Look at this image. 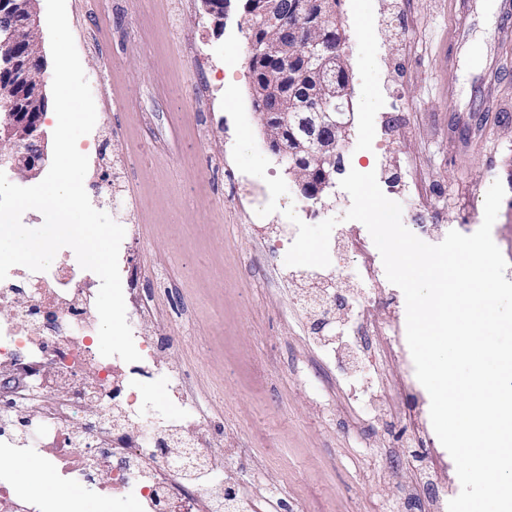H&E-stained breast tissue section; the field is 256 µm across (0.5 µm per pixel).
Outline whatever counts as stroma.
Instances as JSON below:
<instances>
[{
  "instance_id": "stroma-1",
  "label": "stroma",
  "mask_w": 512,
  "mask_h": 512,
  "mask_svg": "<svg viewBox=\"0 0 512 512\" xmlns=\"http://www.w3.org/2000/svg\"><path fill=\"white\" fill-rule=\"evenodd\" d=\"M66 10L97 112L77 142L89 161L84 187L125 229L118 265L126 307L147 305L141 335H179L154 357L201 402L204 438L230 451L211 497L249 483L262 512H410L412 470L438 463L440 478L458 484L438 438L411 446L407 424L386 415L357 431L345 422L342 388L359 365L328 359L318 338L347 335L364 296L381 340L405 336V298L385 279L363 287L359 260L337 257L352 204L340 186L317 202L289 184L278 212L257 215L251 196L269 190L236 167L221 107L229 85L246 94L252 84L239 0L221 21L202 0H66ZM336 12L352 108L337 178L375 172L404 226L430 244L476 232L501 181L492 238L512 281V68L495 70L499 0H340ZM484 98L496 118L475 145L457 113ZM288 206L309 224L337 218L330 266H286L297 236ZM319 277L344 300L325 327L299 305Z\"/></svg>"
}]
</instances>
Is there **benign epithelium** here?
I'll return each instance as SVG.
<instances>
[{"mask_svg": "<svg viewBox=\"0 0 512 512\" xmlns=\"http://www.w3.org/2000/svg\"><path fill=\"white\" fill-rule=\"evenodd\" d=\"M36 0H0V171L19 178L38 175L46 164L40 131L46 109L44 58L38 37ZM289 16L274 6L245 0L249 22V66L274 62L263 84L251 92L286 91L274 110L259 115L270 151L289 155L287 167L302 194L324 198L333 187L337 159L351 125L350 84L338 78L348 70L342 34L328 41L335 21L333 0H301Z\"/></svg>", "mask_w": 512, "mask_h": 512, "instance_id": "obj_1", "label": "benign epithelium"}]
</instances>
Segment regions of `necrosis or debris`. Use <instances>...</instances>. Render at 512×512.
Returning <instances> with one entry per match:
<instances>
[{
    "label": "necrosis or debris",
    "instance_id": "obj_1",
    "mask_svg": "<svg viewBox=\"0 0 512 512\" xmlns=\"http://www.w3.org/2000/svg\"><path fill=\"white\" fill-rule=\"evenodd\" d=\"M21 279L26 288H18ZM18 296L23 307L0 319V362L18 372L0 389V451L11 456L26 448L91 495L118 497L135 489L137 512H216L209 489L224 454L187 437L204 423L199 405L179 373L151 359L158 347L153 337L135 336L138 362L98 353L95 298L72 271L12 268L0 281V305ZM376 327L371 305L362 306L349 348L369 375L360 394L346 392L345 407L353 416L363 404L373 414L404 419L412 438L426 442L420 413L395 406L382 376V361L394 360L397 350L385 345L376 353L362 341L363 331ZM158 377L168 378L176 413L159 408L149 393L148 381ZM78 445L84 454H75ZM172 446L186 449L189 460L174 464L167 453ZM105 465L111 468L106 483L100 479Z\"/></svg>",
    "mask_w": 512,
    "mask_h": 512
}]
</instances>
